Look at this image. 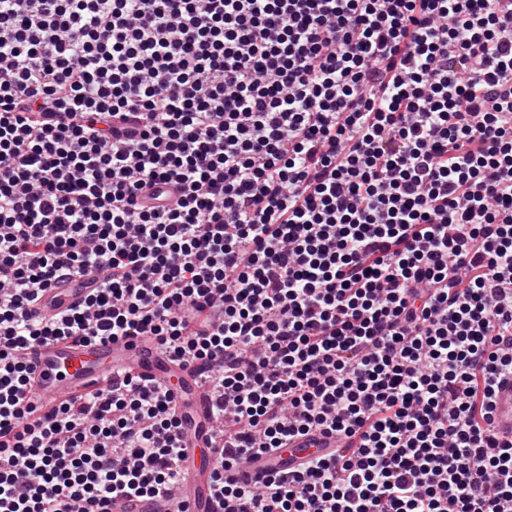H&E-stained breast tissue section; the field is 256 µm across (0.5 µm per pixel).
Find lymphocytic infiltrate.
<instances>
[{
	"mask_svg": "<svg viewBox=\"0 0 512 512\" xmlns=\"http://www.w3.org/2000/svg\"><path fill=\"white\" fill-rule=\"evenodd\" d=\"M144 335L221 398L224 512H512V0H0V512L172 489L166 386L26 402L24 350ZM97 286L94 280L87 277L75 278L72 281L69 277L56 280L48 288L40 291L35 307L36 314L42 318H49L69 308H78ZM493 416V429L507 439L512 438V375L499 378ZM336 450V440L319 431L291 440L286 448H278L270 455H262L241 464L236 480L249 485L269 471H288L297 468L312 457H324Z\"/></svg>",
	"mask_w": 512,
	"mask_h": 512,
	"instance_id": "1",
	"label": "lymphocytic infiltrate"
}]
</instances>
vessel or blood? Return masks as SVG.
Returning <instances> with one entry per match:
<instances>
[{
	"label": "vessel or blood",
	"instance_id": "obj_1",
	"mask_svg": "<svg viewBox=\"0 0 512 512\" xmlns=\"http://www.w3.org/2000/svg\"><path fill=\"white\" fill-rule=\"evenodd\" d=\"M94 280L62 278L39 294L36 314L49 318L81 306L95 288ZM26 357L31 364L30 394L45 402L79 400L111 386L118 375L136 377L141 385H167L180 399L182 437L193 448L191 461L182 463L180 483L172 495L113 498L110 512H220L212 486L216 457L212 453V392L202 384L193 364L175 361L158 342L144 336L134 340H53L35 345ZM493 429L512 438V375L501 376L497 388ZM336 448L334 438L316 432L291 440L276 449L241 464L235 473L243 485L253 483L270 471H288L313 457Z\"/></svg>",
	"mask_w": 512,
	"mask_h": 512
}]
</instances>
